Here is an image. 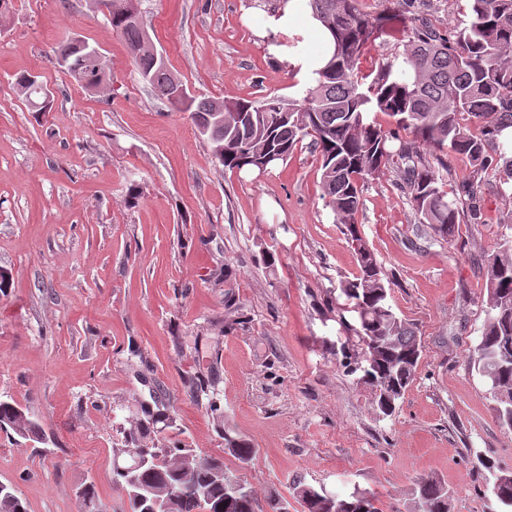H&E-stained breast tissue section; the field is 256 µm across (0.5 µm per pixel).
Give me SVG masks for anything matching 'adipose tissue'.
I'll return each mask as SVG.
<instances>
[{"label": "adipose tissue", "mask_w": 512, "mask_h": 512, "mask_svg": "<svg viewBox=\"0 0 512 512\" xmlns=\"http://www.w3.org/2000/svg\"><path fill=\"white\" fill-rule=\"evenodd\" d=\"M312 32L317 34L320 42L318 54H311L302 45L293 49L283 45L285 39H304ZM259 36L278 62L305 81L313 78L315 71L326 64L333 52L332 38L313 16L308 0H281L277 9L267 14Z\"/></svg>", "instance_id": "adipose-tissue-1"}]
</instances>
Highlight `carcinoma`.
Returning <instances> with one entry per match:
<instances>
[{
    "mask_svg": "<svg viewBox=\"0 0 512 512\" xmlns=\"http://www.w3.org/2000/svg\"><path fill=\"white\" fill-rule=\"evenodd\" d=\"M106 20L124 36L142 80L171 107L190 113L219 165L264 172L285 162L297 143L311 137L323 170V198L344 225L356 252L359 271L341 293L359 322L357 337L365 353V383L380 392L392 391L391 401L378 406L382 415L395 414L398 400L415 377L422 345L415 331L388 301V277L382 264L365 244L357 228L362 187L369 177L392 168L402 180L418 223L434 237L446 240L457 224H477L479 209L464 211L449 198L443 157H467L471 171L460 187L474 199L481 193L484 174L493 170L499 186L512 189V0H467L464 19L452 32L436 26L427 16H413L394 30L403 51L368 73L360 67L389 16L369 17L358 0H310L312 13L330 33L334 48L326 65L299 98L269 97L261 101L237 99L232 109L225 101L197 99L167 64L155 61V46L145 30L142 15H132L140 0H111ZM57 64L88 90L107 89L105 66L87 56L74 39L55 50ZM17 88L37 112H47L51 100L38 77L17 78ZM224 113V123L215 113ZM383 113L392 127L383 129L372 113ZM480 122L478 130L468 120ZM488 318L477 346L474 366L491 384L495 403L512 407V244L503 243L485 262ZM219 374L209 363L190 379L196 399H208L209 410L223 418L215 398ZM143 417L125 432L124 446L112 457V483L124 493L132 512H254L255 498L247 484L227 472L221 458L199 456L179 441L160 447L145 439L157 415L143 405ZM0 429L36 434L32 418L22 420L20 410L0 400ZM225 451L240 463H249L254 449L224 435ZM158 464L124 474L118 467L133 464L132 450ZM486 473L488 499L494 512H512V472L481 460ZM0 491V512H28L13 487ZM293 498L300 512H382L363 492L329 494L297 484ZM450 494L438 478L428 475L416 482L415 512H449Z\"/></svg>",
    "mask_w": 512,
    "mask_h": 512,
    "instance_id": "1",
    "label": "carcinoma"
}]
</instances>
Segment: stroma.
<instances>
[{
    "mask_svg": "<svg viewBox=\"0 0 512 512\" xmlns=\"http://www.w3.org/2000/svg\"><path fill=\"white\" fill-rule=\"evenodd\" d=\"M277 2L142 0L143 21L191 93L288 99L305 84L256 35ZM88 3L12 0L0 17V269L10 275L0 398L43 434L0 430V482L29 512H81L88 485L102 512H126L112 449L146 404L160 414L151 439L223 458L252 488L255 512L292 497L297 480L411 512L427 474L447 485L450 512H488L480 461L512 471V430L473 361L487 320L482 264L512 240L499 221L512 195L487 173L480 223L442 241L395 173L365 182L359 229L391 280L390 304L423 344L399 410L382 416L341 348L356 319L340 288L358 260L325 205L310 141L260 174L219 167L188 113L154 95L123 36ZM74 35L99 47L108 94L57 64L56 46ZM22 73L49 92V112L29 110L15 86ZM133 181L146 190L130 208ZM199 345L217 348L220 422L188 387ZM228 434L254 448L250 464L225 454Z\"/></svg>",
    "mask_w": 512,
    "mask_h": 512,
    "instance_id": "1",
    "label": "stroma"
}]
</instances>
